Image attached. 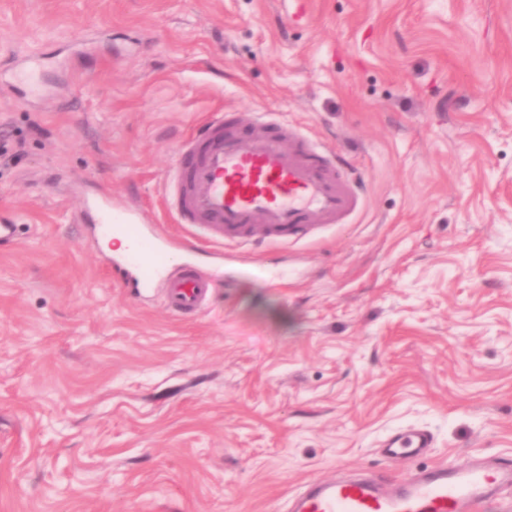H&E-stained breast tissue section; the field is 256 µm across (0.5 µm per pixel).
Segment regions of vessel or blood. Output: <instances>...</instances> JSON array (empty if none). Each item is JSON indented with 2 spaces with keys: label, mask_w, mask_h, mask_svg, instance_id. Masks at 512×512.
Here are the masks:
<instances>
[{
  "label": "vessel or blood",
  "mask_w": 512,
  "mask_h": 512,
  "mask_svg": "<svg viewBox=\"0 0 512 512\" xmlns=\"http://www.w3.org/2000/svg\"><path fill=\"white\" fill-rule=\"evenodd\" d=\"M224 125V117L215 118L175 153L168 202L179 223L203 225L217 241L284 245L360 210L362 198L334 156L274 113H259L243 136L225 134ZM93 224L99 235L129 243L112 262L121 287L141 295L159 286L172 312L187 317L201 310L210 280L189 264L170 272L165 241L140 212L99 204ZM431 446L425 430L411 429L384 442L383 454L412 460ZM511 490L512 468L468 458L396 479L388 491L367 479L311 481L288 512H482Z\"/></svg>",
  "instance_id": "b4317fda"
}]
</instances>
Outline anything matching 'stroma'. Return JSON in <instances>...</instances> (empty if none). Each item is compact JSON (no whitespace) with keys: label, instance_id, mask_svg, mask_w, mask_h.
Masks as SVG:
<instances>
[{"label":"stroma","instance_id":"1","mask_svg":"<svg viewBox=\"0 0 512 512\" xmlns=\"http://www.w3.org/2000/svg\"><path fill=\"white\" fill-rule=\"evenodd\" d=\"M0 512H287L306 482L512 466V0H0ZM276 112L364 205L284 246L178 223V145ZM44 135L30 131L31 124ZM141 212L213 290L112 279L83 201ZM434 444L392 462L383 439Z\"/></svg>","mask_w":512,"mask_h":512}]
</instances>
